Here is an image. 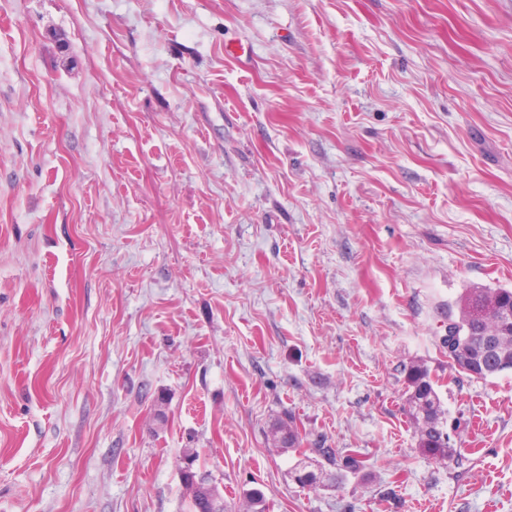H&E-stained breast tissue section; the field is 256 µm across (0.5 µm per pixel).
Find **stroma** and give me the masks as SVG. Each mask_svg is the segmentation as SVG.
Here are the masks:
<instances>
[{
    "mask_svg": "<svg viewBox=\"0 0 512 512\" xmlns=\"http://www.w3.org/2000/svg\"><path fill=\"white\" fill-rule=\"evenodd\" d=\"M512 0H0V512H512ZM459 462L417 447L404 366ZM295 415L363 469L313 492ZM448 333L455 336L448 360L469 378L512 371V289L464 288L448 305ZM270 433L280 448H291L298 451L299 458L292 466L290 474L302 488L317 491L326 487L338 486L340 482L336 484L335 475L340 478L341 475L337 471L331 470V467L339 466L335 449L323 448L314 443L315 448H306L300 451L302 438L294 416L288 414L286 418L276 421L272 424ZM317 457H320L325 463L316 459ZM182 481L190 498L192 512H229L224 498L206 477H197L188 471L183 473Z\"/></svg>",
    "mask_w": 512,
    "mask_h": 512,
    "instance_id": "stroma-1",
    "label": "stroma"
}]
</instances>
